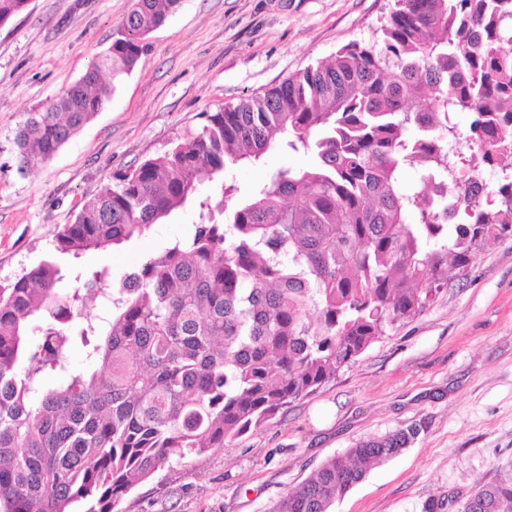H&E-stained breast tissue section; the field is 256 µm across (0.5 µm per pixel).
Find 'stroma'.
<instances>
[{
	"mask_svg": "<svg viewBox=\"0 0 512 512\" xmlns=\"http://www.w3.org/2000/svg\"><path fill=\"white\" fill-rule=\"evenodd\" d=\"M131 5L30 0L0 26V282L38 263L114 174L198 129L202 113L278 85L350 42L372 41L392 0H179L102 111L53 157L20 170L13 139L27 112L83 75ZM309 162L274 149L261 165L236 168L234 182L245 191L279 167ZM195 219L186 206L141 237L86 254L66 274L107 268L120 281ZM412 424L421 427L416 441L370 470L332 512H423L431 500L458 512L476 485L512 477V238L480 251L468 275L335 380L226 447L165 467L120 510L268 512L325 460Z\"/></svg>",
	"mask_w": 512,
	"mask_h": 512,
	"instance_id": "1",
	"label": "stroma"
}]
</instances>
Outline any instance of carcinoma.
I'll return each mask as SVG.
<instances>
[{"instance_id":"cac0c4a2","label":"carcinoma","mask_w":512,"mask_h":512,"mask_svg":"<svg viewBox=\"0 0 512 512\" xmlns=\"http://www.w3.org/2000/svg\"><path fill=\"white\" fill-rule=\"evenodd\" d=\"M28 0H0V25ZM178 0H133L108 50L15 135L20 168L51 158L136 67ZM371 43L216 112L115 176L44 257L0 283V512H119L172 462L222 448L336 379L419 316L477 253L512 236V0H393ZM458 112L473 119L462 132ZM465 139L498 174L485 185ZM311 155L239 193V165ZM221 195L198 196L203 179ZM240 194L224 208V198ZM196 201L198 222L109 285L62 263L110 250ZM102 300L106 316H91ZM80 347L83 364L71 350ZM52 374L56 385H45ZM420 428L356 442L271 512H331ZM478 512H512V478Z\"/></svg>"}]
</instances>
